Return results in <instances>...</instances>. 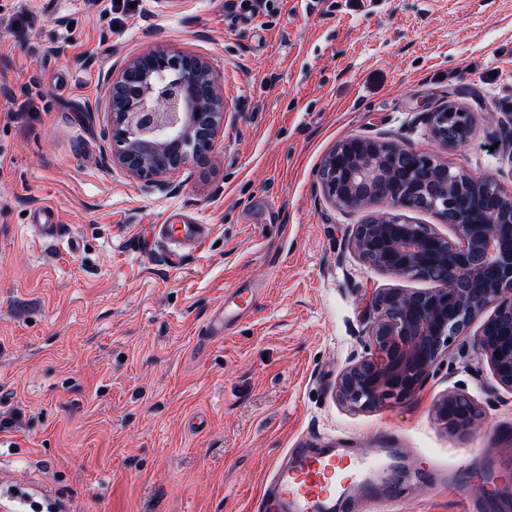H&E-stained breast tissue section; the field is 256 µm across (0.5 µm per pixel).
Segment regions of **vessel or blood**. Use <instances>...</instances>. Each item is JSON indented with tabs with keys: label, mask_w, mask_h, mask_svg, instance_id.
<instances>
[{
	"label": "vessel or blood",
	"mask_w": 512,
	"mask_h": 512,
	"mask_svg": "<svg viewBox=\"0 0 512 512\" xmlns=\"http://www.w3.org/2000/svg\"><path fill=\"white\" fill-rule=\"evenodd\" d=\"M156 239L170 244V265H179L184 249L196 248L205 238L207 227L186 222L157 224ZM255 291H247L234 308H217L204 326L208 336H220L236 324L252 307ZM387 464L382 455H361L349 448L331 446L315 453L307 448L290 449L272 468L256 512H330L329 506L353 486H371L385 479Z\"/></svg>",
	"instance_id": "obj_1"
}]
</instances>
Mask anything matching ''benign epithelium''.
Here are the masks:
<instances>
[{
  "label": "benign epithelium",
  "mask_w": 512,
  "mask_h": 512,
  "mask_svg": "<svg viewBox=\"0 0 512 512\" xmlns=\"http://www.w3.org/2000/svg\"><path fill=\"white\" fill-rule=\"evenodd\" d=\"M106 125L100 135L111 165L149 188L213 151L224 122L219 75L204 59L157 47L127 60L109 77ZM433 137L450 147L472 132L471 115L453 107L428 114ZM318 182L333 204L390 211L356 225L349 247L369 268L427 279L426 291L389 288L367 307L372 353L352 356L336 378L337 399L372 409L414 396L448 355L449 340L468 333L485 311L475 345L492 377L512 392V195L496 180L454 171L425 152L350 137L326 157ZM434 209L452 242L398 210ZM448 432L469 431L480 416L467 396L449 393L436 405Z\"/></svg>",
  "instance_id": "1"
}]
</instances>
